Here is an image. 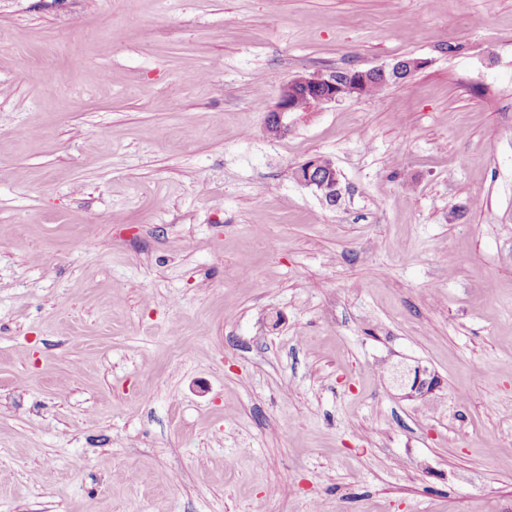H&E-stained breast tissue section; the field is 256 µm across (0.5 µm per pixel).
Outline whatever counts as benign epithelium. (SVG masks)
I'll list each match as a JSON object with an SVG mask.
<instances>
[{
    "instance_id": "benign-epithelium-1",
    "label": "benign epithelium",
    "mask_w": 512,
    "mask_h": 512,
    "mask_svg": "<svg viewBox=\"0 0 512 512\" xmlns=\"http://www.w3.org/2000/svg\"><path fill=\"white\" fill-rule=\"evenodd\" d=\"M422 66V60L411 58L368 70L336 71L327 76L298 73L281 87L276 106L269 115L267 131L270 135L279 137L288 131L284 118L292 112H304L320 104L362 97L368 93L376 78L381 77L388 82L403 81ZM294 178L328 205L339 203L340 181L336 168L329 159L316 156L307 160L294 171ZM400 382L412 394L428 393L437 385V380L418 366L404 371Z\"/></svg>"
}]
</instances>
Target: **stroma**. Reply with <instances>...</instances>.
Masks as SVG:
<instances>
[{
    "label": "stroma",
    "mask_w": 512,
    "mask_h": 512,
    "mask_svg": "<svg viewBox=\"0 0 512 512\" xmlns=\"http://www.w3.org/2000/svg\"><path fill=\"white\" fill-rule=\"evenodd\" d=\"M314 504L512 512V0H0V512ZM423 64L422 60L411 58L368 70L336 71L327 76L298 73L281 87L276 106L269 115L267 131L279 137L288 131V124L284 122L288 113L304 112L320 104L362 97L368 90L369 94H373L387 84L380 80L374 82L376 78L383 77L387 82L403 81ZM295 180L302 186L311 189L330 206H336L341 199V188L338 173L332 162L322 156H316L293 173ZM400 382L402 385L410 389V392L407 393V395H412L413 393H428L434 390L437 385V380L430 376L427 377L426 370L421 369L418 366L403 371L400 377Z\"/></svg>",
    "instance_id": "35a3bbf8"
}]
</instances>
